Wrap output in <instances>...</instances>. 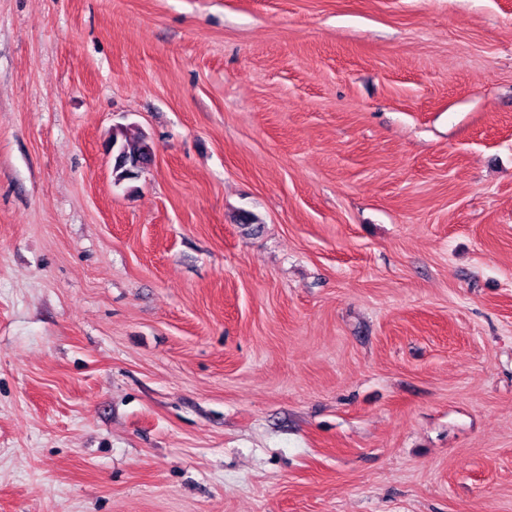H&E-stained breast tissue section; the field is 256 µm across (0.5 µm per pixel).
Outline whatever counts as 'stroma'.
I'll return each instance as SVG.
<instances>
[{"mask_svg":"<svg viewBox=\"0 0 512 512\" xmlns=\"http://www.w3.org/2000/svg\"><path fill=\"white\" fill-rule=\"evenodd\" d=\"M0 512H512V0H0ZM109 149H112V154L114 150L112 175L117 185L138 179L154 156L150 140L135 125L115 128L109 140Z\"/></svg>","mask_w":512,"mask_h":512,"instance_id":"1","label":"stroma"}]
</instances>
